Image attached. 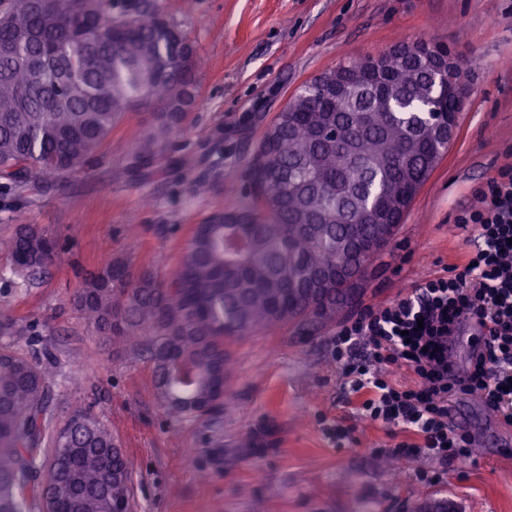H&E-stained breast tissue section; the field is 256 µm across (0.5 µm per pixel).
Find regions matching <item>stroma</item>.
Wrapping results in <instances>:
<instances>
[{
    "label": "stroma",
    "instance_id": "stroma-1",
    "mask_svg": "<svg viewBox=\"0 0 512 512\" xmlns=\"http://www.w3.org/2000/svg\"><path fill=\"white\" fill-rule=\"evenodd\" d=\"M196 48L197 98L147 179L127 169L146 111L127 113L87 170L48 188L0 187V307L22 325L12 348L48 351L54 426L94 405L132 468L133 512H512V461L502 460L483 401L464 396L465 429L483 434L439 481L422 458L386 467L381 449L406 438L360 416L332 354L335 326L284 327L232 345L223 410L174 419L147 357L113 348L70 299L78 269L128 255L166 276L191 229L247 199L248 162L289 96L328 66L399 40L434 38L464 59L467 95L447 155L366 274L357 308L396 299L474 249L455 217L512 162V0H153ZM47 227L61 263L31 288L13 281L4 246L17 222ZM344 419V446L323 431ZM249 447H242V438Z\"/></svg>",
    "mask_w": 512,
    "mask_h": 512
}]
</instances>
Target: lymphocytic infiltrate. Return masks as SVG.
Wrapping results in <instances>:
<instances>
[{"label": "lymphocytic infiltrate", "mask_w": 512, "mask_h": 512, "mask_svg": "<svg viewBox=\"0 0 512 512\" xmlns=\"http://www.w3.org/2000/svg\"><path fill=\"white\" fill-rule=\"evenodd\" d=\"M477 198L456 218L472 233L474 252L336 329V367L344 387L362 394L364 416L413 435V442L398 444V456L438 467L468 458L472 444L451 421L453 399L478 396L512 423V163L488 178ZM474 318L486 328V349L468 371L451 373L448 336ZM391 365L413 371L415 388L385 379L382 370Z\"/></svg>", "instance_id": "f902f5d3"}]
</instances>
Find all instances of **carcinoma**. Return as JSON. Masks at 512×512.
<instances>
[{
    "instance_id": "cac0c4a2",
    "label": "carcinoma",
    "mask_w": 512,
    "mask_h": 512,
    "mask_svg": "<svg viewBox=\"0 0 512 512\" xmlns=\"http://www.w3.org/2000/svg\"><path fill=\"white\" fill-rule=\"evenodd\" d=\"M43 17L30 0H0V184L22 191L32 179L55 185L85 170L126 113L156 112L134 141L129 165L152 166L195 102L197 53L178 24L148 0H54ZM99 16L95 29L73 26ZM397 42L379 58L374 81H353L327 98L336 74L369 58L326 68L293 93L267 127L249 164V201L193 228L176 267L160 280L129 257L86 274L72 303L97 335L145 352L165 402L201 401L197 371L225 377L235 342L312 323L313 289L343 285L314 275L342 262L338 242L373 255L375 225L392 188L409 180L413 200L451 140L429 134L430 107L458 113L434 65ZM12 273L38 284L64 253L39 224H19L5 244ZM48 364L0 347V512H114L131 502L129 461L109 425L89 406L50 428ZM67 492H55L59 484Z\"/></svg>"
}]
</instances>
